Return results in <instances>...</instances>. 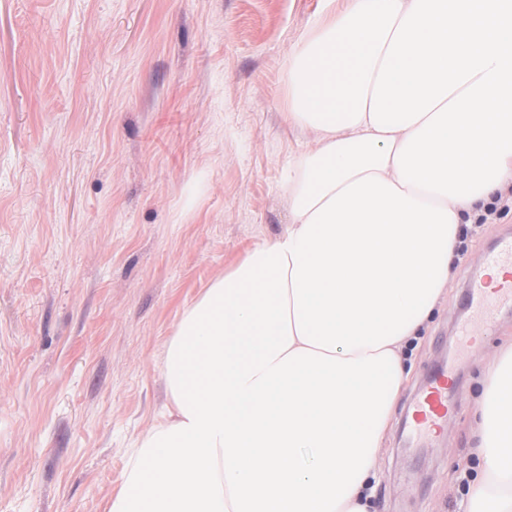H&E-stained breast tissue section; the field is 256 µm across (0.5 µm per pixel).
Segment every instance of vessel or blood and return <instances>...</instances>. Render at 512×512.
<instances>
[{
    "label": "vessel or blood",
    "instance_id": "1",
    "mask_svg": "<svg viewBox=\"0 0 512 512\" xmlns=\"http://www.w3.org/2000/svg\"><path fill=\"white\" fill-rule=\"evenodd\" d=\"M469 313L459 328L466 348L480 340L479 329L489 324L495 313L512 306V235L499 239L497 245L482 254L468 278ZM455 372L452 365L431 373L411 403V436L440 434L456 409Z\"/></svg>",
    "mask_w": 512,
    "mask_h": 512
}]
</instances>
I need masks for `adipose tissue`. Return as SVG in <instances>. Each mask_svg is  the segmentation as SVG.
<instances>
[{"mask_svg":"<svg viewBox=\"0 0 512 512\" xmlns=\"http://www.w3.org/2000/svg\"><path fill=\"white\" fill-rule=\"evenodd\" d=\"M287 231L181 317L165 423L108 512H369L465 216L512 190V0H349L297 45ZM466 512H512V345L485 373Z\"/></svg>","mask_w":512,"mask_h":512,"instance_id":"1","label":"adipose tissue"}]
</instances>
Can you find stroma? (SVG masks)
<instances>
[{"mask_svg": "<svg viewBox=\"0 0 512 512\" xmlns=\"http://www.w3.org/2000/svg\"><path fill=\"white\" fill-rule=\"evenodd\" d=\"M325 0H0V512H107L129 451L164 423L184 309L288 229V67ZM414 350L378 457L374 512H463L483 368L512 310L461 354L465 271ZM461 359L442 437L409 403Z\"/></svg>", "mask_w": 512, "mask_h": 512, "instance_id": "1", "label": "stroma"}]
</instances>
